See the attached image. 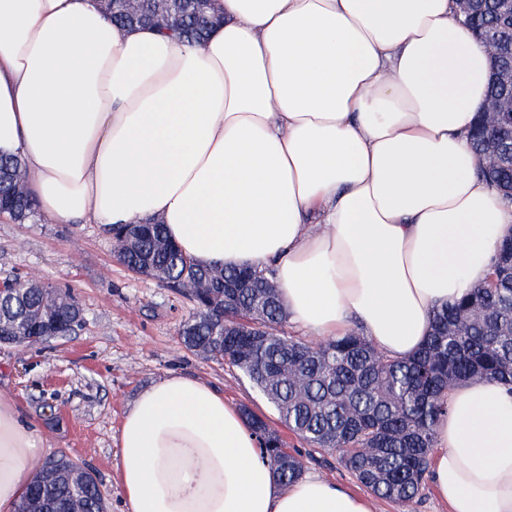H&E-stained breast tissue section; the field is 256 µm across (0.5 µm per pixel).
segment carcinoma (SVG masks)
<instances>
[{
  "instance_id": "cac0c4a2",
  "label": "carcinoma",
  "mask_w": 512,
  "mask_h": 512,
  "mask_svg": "<svg viewBox=\"0 0 512 512\" xmlns=\"http://www.w3.org/2000/svg\"><path fill=\"white\" fill-rule=\"evenodd\" d=\"M112 23L150 26L157 0H143L137 15L112 11ZM493 0H477L465 21L481 30L479 41L500 60L493 30ZM213 26L208 11L191 7L161 30L191 43L204 41ZM478 175L495 188L512 183V169L478 162ZM26 173L16 157L0 156V205L16 224L39 220ZM116 259L140 276H152L187 297L195 313L183 325L186 349L241 372L274 407L279 419L309 447L337 453L339 464L375 497L412 502L426 482L436 445V427L448 415V393L460 383L489 380L512 389V239L502 241L487 282L456 304L432 312L424 345L407 359L378 351L357 329L315 347L286 330L287 308L273 271L201 266L169 239L164 225L151 222L133 245L121 250V228L112 229ZM252 287L230 288L241 276ZM47 304L46 286L5 285L0 290V331L18 343L42 342L38 329L49 323L69 335L83 310L68 289L56 288ZM242 414L260 453L278 482L287 486L304 474L299 452L284 448L278 432L249 408ZM45 474L31 483L17 512H106L96 478L65 453L51 458Z\"/></svg>"
}]
</instances>
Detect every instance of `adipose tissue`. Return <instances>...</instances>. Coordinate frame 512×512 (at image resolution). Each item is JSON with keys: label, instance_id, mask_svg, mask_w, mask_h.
Instances as JSON below:
<instances>
[{"label": "adipose tissue", "instance_id": "1", "mask_svg": "<svg viewBox=\"0 0 512 512\" xmlns=\"http://www.w3.org/2000/svg\"><path fill=\"white\" fill-rule=\"evenodd\" d=\"M201 45L97 0H0V156L55 223L158 218L196 263L274 268L308 336L359 323L412 356L436 307L490 274L512 207L476 174L485 46L456 0H211ZM0 398V512L43 465ZM431 470L448 512H512V391L448 394ZM121 512H372L318 475L279 484L240 409L178 372L119 439ZM113 0H101L103 2L104 10L108 18L120 27L126 26H155L152 19L159 9V0H144L141 4L140 12L137 15H129L127 13L112 12Z\"/></svg>", "mask_w": 512, "mask_h": 512}]
</instances>
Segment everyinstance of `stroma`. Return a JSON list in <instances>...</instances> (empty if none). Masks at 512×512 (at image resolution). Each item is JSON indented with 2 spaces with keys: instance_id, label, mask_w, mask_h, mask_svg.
<instances>
[{
  "instance_id": "35a3bbf8",
  "label": "stroma",
  "mask_w": 512,
  "mask_h": 512,
  "mask_svg": "<svg viewBox=\"0 0 512 512\" xmlns=\"http://www.w3.org/2000/svg\"><path fill=\"white\" fill-rule=\"evenodd\" d=\"M7 276H34L70 289L84 309L81 325L69 336L0 346V396L13 401L22 422L42 432L45 458L67 453L94 475L107 512H120L122 415L142 389L173 371L204 380L235 406L250 407L289 447L304 450L237 370L182 345L190 301L120 265L102 225L1 218L0 279Z\"/></svg>"
}]
</instances>
